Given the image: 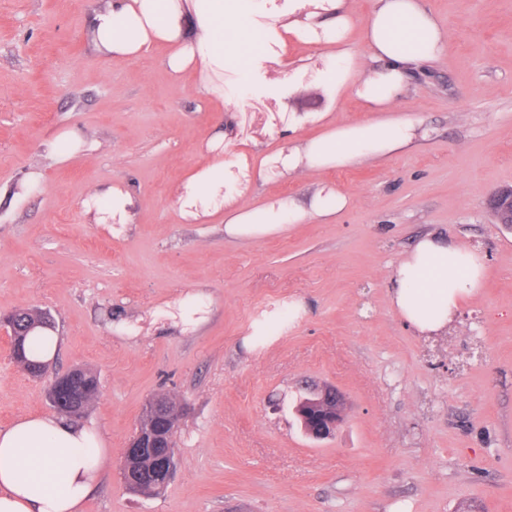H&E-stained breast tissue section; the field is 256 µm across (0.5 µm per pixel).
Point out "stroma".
I'll return each mask as SVG.
<instances>
[{
  "mask_svg": "<svg viewBox=\"0 0 512 512\" xmlns=\"http://www.w3.org/2000/svg\"><path fill=\"white\" fill-rule=\"evenodd\" d=\"M448 32L444 53L410 74L399 102L424 138L387 157L284 177L262 155L370 115L308 73L320 48L294 43L283 66L267 39L247 106L204 101L160 52L127 62L93 50L78 0H0V318L40 308L61 346L53 371L96 372L84 416L111 453L82 512H512V230L487 202L512 185V0H424ZM80 130L92 152L49 157L43 142ZM224 135L251 172L237 206L309 205L325 184L348 198L258 240L215 217L183 221L178 189ZM33 172L42 189L17 192ZM123 184L136 200L122 231L83 201ZM479 250L483 288L445 334L417 336L392 309V265L424 235ZM202 292L192 332L153 319ZM48 382L9 357L0 332V428L48 414ZM329 385L347 414L332 438L305 435L293 409ZM181 406L175 475L159 494L127 490L123 448L149 397Z\"/></svg>",
  "mask_w": 512,
  "mask_h": 512,
  "instance_id": "stroma-1",
  "label": "stroma"
}]
</instances>
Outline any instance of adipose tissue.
Masks as SVG:
<instances>
[{"label":"adipose tissue","mask_w":512,"mask_h":512,"mask_svg":"<svg viewBox=\"0 0 512 512\" xmlns=\"http://www.w3.org/2000/svg\"><path fill=\"white\" fill-rule=\"evenodd\" d=\"M267 0H107L87 17L90 41L108 59H140L153 48L166 50L175 75L194 73L208 98L245 105L224 96V59L250 60L252 33ZM356 20L343 0H288V11L266 26L268 40L295 39L323 49L318 77L336 90H350L372 119L328 127L320 136L266 159L263 173L285 176L298 169L351 166L407 148L420 134L417 121L398 115L408 74L433 62L448 41L421 0H375L363 26L368 48L356 59L349 35ZM211 163L182 182L177 204L182 218L198 222L226 216L225 233L260 238L286 231L310 218L332 219L347 198L332 189L318 192L303 207L290 199L237 208V191L224 188L229 164L224 137L207 141ZM98 224H128L134 199L118 185L92 191L84 200ZM487 274L478 250L433 235L422 236L396 261L390 274L393 309L422 336L444 334L463 302L477 294ZM106 442L92 424H73L55 415H32L0 429V512H79L100 478Z\"/></svg>","instance_id":"obj_1"}]
</instances>
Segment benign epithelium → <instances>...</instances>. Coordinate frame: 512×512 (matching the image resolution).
<instances>
[{
  "label": "benign epithelium",
  "mask_w": 512,
  "mask_h": 512,
  "mask_svg": "<svg viewBox=\"0 0 512 512\" xmlns=\"http://www.w3.org/2000/svg\"><path fill=\"white\" fill-rule=\"evenodd\" d=\"M489 204L496 216L497 223L512 229V186L495 191ZM78 374L66 373L54 379L47 398L61 405L63 399L70 398L69 407L72 414L81 411L82 393L77 389ZM295 412L302 419V427L310 437L323 440L331 437L344 420L345 400L334 387L326 386L319 391V398L305 406L295 407ZM142 415L148 420L139 424L131 435L122 453V465L133 471V463L143 457H151L152 463L148 479L163 489L173 478L176 462L173 436L175 429L163 430L154 421L168 415V409L158 399L151 401Z\"/></svg>",
  "instance_id": "benign-epithelium-1"
}]
</instances>
